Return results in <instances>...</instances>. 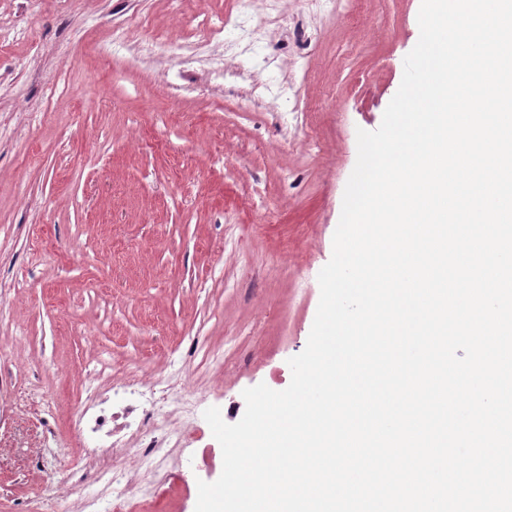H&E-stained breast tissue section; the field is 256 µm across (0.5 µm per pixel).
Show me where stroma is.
<instances>
[{"instance_id":"1","label":"stroma","mask_w":512,"mask_h":512,"mask_svg":"<svg viewBox=\"0 0 512 512\" xmlns=\"http://www.w3.org/2000/svg\"><path fill=\"white\" fill-rule=\"evenodd\" d=\"M420 5L363 0L350 23L347 0H0V512L111 497L74 486L72 464L115 451L75 459L72 422L132 362L191 373L197 434L125 458L129 487L164 486L150 512H195L223 469L204 411L234 424L245 389L291 382L357 132L400 87ZM135 16L147 27L113 45ZM214 345L223 373L192 368Z\"/></svg>"}]
</instances>
